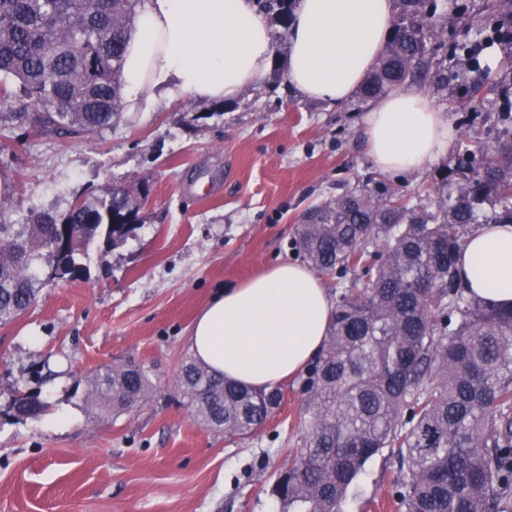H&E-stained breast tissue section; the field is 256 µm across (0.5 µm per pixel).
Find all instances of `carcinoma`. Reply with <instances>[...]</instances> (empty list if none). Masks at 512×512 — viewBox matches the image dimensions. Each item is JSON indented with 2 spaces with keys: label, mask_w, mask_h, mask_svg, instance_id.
I'll list each match as a JSON object with an SVG mask.
<instances>
[{
  "label": "carcinoma",
  "mask_w": 512,
  "mask_h": 512,
  "mask_svg": "<svg viewBox=\"0 0 512 512\" xmlns=\"http://www.w3.org/2000/svg\"><path fill=\"white\" fill-rule=\"evenodd\" d=\"M139 0H0V98L19 85L34 131L82 136L122 111V62ZM296 0H258L288 36ZM399 17L359 90L377 100L415 79L446 49L437 0H397ZM472 173L453 203L415 209L385 188L349 191L305 211L295 244L311 267L338 279L325 345L303 381L308 419L300 448L277 473L279 512H341L366 463L389 449L405 473L404 512H506L512 499V308L467 293L456 274L469 226L492 197L512 201V135L466 154ZM149 193L122 186L29 224H0V322L31 307L48 283L87 275L89 250L124 241ZM179 392L198 423L230 435L262 427L278 386L253 389L189 361ZM154 384L142 365L92 372L85 401L128 413ZM42 408L28 394L12 409Z\"/></svg>",
  "instance_id": "1"
}]
</instances>
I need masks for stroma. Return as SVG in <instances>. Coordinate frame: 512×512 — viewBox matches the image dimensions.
Returning a JSON list of instances; mask_svg holds the SVG:
<instances>
[{
    "instance_id": "35a3bbf8",
    "label": "stroma",
    "mask_w": 512,
    "mask_h": 512,
    "mask_svg": "<svg viewBox=\"0 0 512 512\" xmlns=\"http://www.w3.org/2000/svg\"><path fill=\"white\" fill-rule=\"evenodd\" d=\"M496 0H446L448 87L416 82L454 124L436 163L411 176L382 174L362 132L368 102L309 99L288 81V45L274 43L262 83L231 102L184 96L147 112H121L86 136L34 135L0 104V224L63 212L112 182L151 192L123 244L91 257L87 278L41 289L37 302L0 323V512H279L276 472L304 436L302 377L282 382L268 421L242 439L201 426L175 385L192 353L190 327L220 290L282 262L301 214L348 190L388 186L412 204L457 196L466 151L495 144L512 120V44L486 31ZM498 47L495 63L486 48ZM136 362L156 384L136 411L94 414L83 399L93 369ZM44 411L17 418L16 391ZM390 454L372 457L342 512H402Z\"/></svg>"
}]
</instances>
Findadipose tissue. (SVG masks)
I'll return each mask as SVG.
<instances>
[{
	"label": "adipose tissue",
	"mask_w": 512,
	"mask_h": 512,
	"mask_svg": "<svg viewBox=\"0 0 512 512\" xmlns=\"http://www.w3.org/2000/svg\"><path fill=\"white\" fill-rule=\"evenodd\" d=\"M394 0H299L288 32V79L304 96L350 101L391 35ZM273 63L267 17L252 0H144L124 53L126 109L189 95L232 101ZM382 172L414 173L446 153L454 127L435 102L403 86L364 117ZM457 272L474 295L512 306V224L470 235ZM332 296L310 268L284 262L224 289L189 333L194 358L214 373L262 389L298 374L322 350Z\"/></svg>",
	"instance_id": "ef3b65f1"
}]
</instances>
